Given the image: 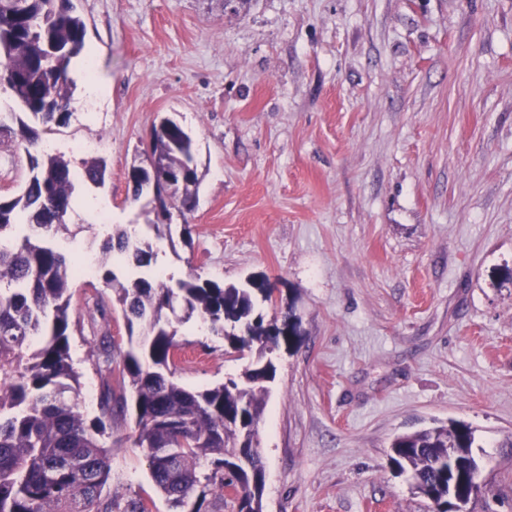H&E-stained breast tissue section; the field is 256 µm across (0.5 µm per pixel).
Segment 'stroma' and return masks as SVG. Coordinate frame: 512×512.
Here are the masks:
<instances>
[{"mask_svg":"<svg viewBox=\"0 0 512 512\" xmlns=\"http://www.w3.org/2000/svg\"><path fill=\"white\" fill-rule=\"evenodd\" d=\"M103 81L73 73L48 139L78 161L107 138L60 245L71 265L105 228L136 227L151 271L266 280L300 337L259 423L263 512H429L389 460L404 432L468 425L476 512H512V0H73ZM169 118L202 174L189 219L157 236L127 171ZM190 240H183V228ZM71 355L99 416L102 340L127 345L112 291L72 282ZM175 374L205 389L249 355L197 320ZM113 498L173 512L131 413L106 422Z\"/></svg>","mask_w":512,"mask_h":512,"instance_id":"stroma-1","label":"stroma"}]
</instances>
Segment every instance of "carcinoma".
<instances>
[{
    "label": "carcinoma",
    "mask_w": 512,
    "mask_h": 512,
    "mask_svg": "<svg viewBox=\"0 0 512 512\" xmlns=\"http://www.w3.org/2000/svg\"><path fill=\"white\" fill-rule=\"evenodd\" d=\"M88 57L86 25L72 0H0V83L13 105L0 111V135L29 161L19 191L0 195V512H149L141 501L125 508L105 493L112 481L109 449L100 441L103 416L126 395L136 401V443L146 450L158 491L180 509L195 497L194 512H208V496L233 495L237 512H263L265 468L247 449L259 425L274 376L267 356L293 341L256 311L257 296L270 302L273 288H253L190 277L171 285L161 275L123 284L108 266L110 255L132 253L137 267L150 264L149 243L130 248L128 230L101 245L95 274L112 289L128 330L126 351L114 363L112 342L101 345L102 416L80 411L71 353L70 269L53 240L68 230L78 182L102 186L106 164L85 159L75 169L46 148L43 134L68 121L72 67ZM133 199L175 186L184 226L197 206L201 176L192 136L167 118L153 129L146 163L128 170ZM199 317L227 346L255 353L238 377L202 390L175 379L181 350L179 325ZM474 435L464 424L396 436L390 460L409 473L432 512H448V488L474 502L478 464Z\"/></svg>",
    "instance_id": "carcinoma-1"
}]
</instances>
